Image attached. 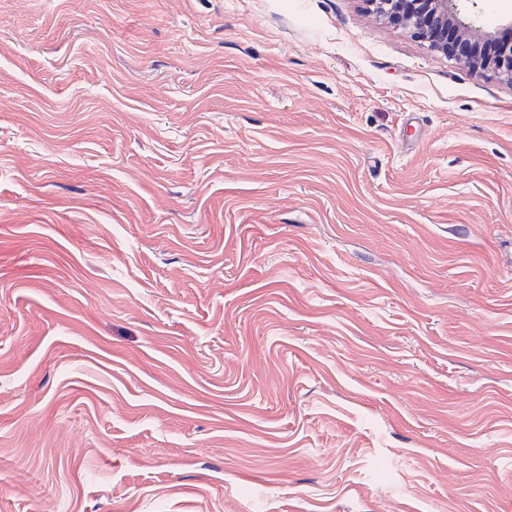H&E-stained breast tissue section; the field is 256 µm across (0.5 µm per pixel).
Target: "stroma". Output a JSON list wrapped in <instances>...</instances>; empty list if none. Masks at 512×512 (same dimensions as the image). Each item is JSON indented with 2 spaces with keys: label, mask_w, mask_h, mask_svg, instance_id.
Here are the masks:
<instances>
[{
  "label": "stroma",
  "mask_w": 512,
  "mask_h": 512,
  "mask_svg": "<svg viewBox=\"0 0 512 512\" xmlns=\"http://www.w3.org/2000/svg\"><path fill=\"white\" fill-rule=\"evenodd\" d=\"M0 512H512V86L364 0H0Z\"/></svg>",
  "instance_id": "obj_1"
}]
</instances>
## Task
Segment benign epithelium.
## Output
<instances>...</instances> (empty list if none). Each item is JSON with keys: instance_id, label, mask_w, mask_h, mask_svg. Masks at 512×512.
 Masks as SVG:
<instances>
[{"instance_id": "7a95c632", "label": "benign epithelium", "mask_w": 512, "mask_h": 512, "mask_svg": "<svg viewBox=\"0 0 512 512\" xmlns=\"http://www.w3.org/2000/svg\"><path fill=\"white\" fill-rule=\"evenodd\" d=\"M370 7L384 9L382 16L411 36L468 69L512 84V52L504 50L494 61L481 58L473 40L489 39L492 32L462 22L457 0H368Z\"/></svg>"}]
</instances>
